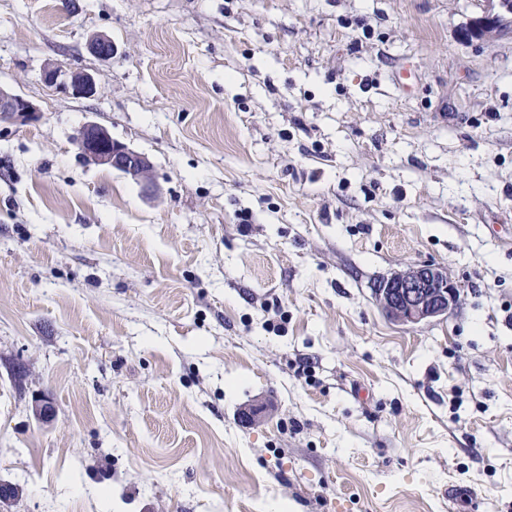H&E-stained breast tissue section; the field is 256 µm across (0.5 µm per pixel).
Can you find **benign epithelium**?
I'll return each instance as SVG.
<instances>
[{
	"mask_svg": "<svg viewBox=\"0 0 512 512\" xmlns=\"http://www.w3.org/2000/svg\"><path fill=\"white\" fill-rule=\"evenodd\" d=\"M499 11L476 19L472 30L482 34L498 31L502 13L512 12V0H498ZM45 81L71 92L90 98L97 86L89 74L81 71L65 72L50 66ZM37 112L35 105L24 97L0 89V118L26 122ZM75 143L80 153L90 162L110 167L131 179L146 183L150 180L152 163L147 156L112 139L110 132L96 123H87L77 132ZM374 298L380 310L401 324H418L446 317L457 306L460 290L448 276L446 268L436 265H412L382 279L374 289Z\"/></svg>",
	"mask_w": 512,
	"mask_h": 512,
	"instance_id": "1",
	"label": "benign epithelium"
}]
</instances>
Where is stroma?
Returning <instances> with one entry per match:
<instances>
[{"label": "stroma", "mask_w": 512, "mask_h": 512, "mask_svg": "<svg viewBox=\"0 0 512 512\" xmlns=\"http://www.w3.org/2000/svg\"><path fill=\"white\" fill-rule=\"evenodd\" d=\"M497 9L0 0V87L38 109L0 121V512H512V24L469 31ZM88 122L149 184L80 155ZM418 264L459 304L402 325L373 287ZM45 81L71 92L76 97L90 98L97 93L94 80L88 73L81 71L65 72L57 67L50 66L45 71Z\"/></svg>", "instance_id": "obj_1"}]
</instances>
